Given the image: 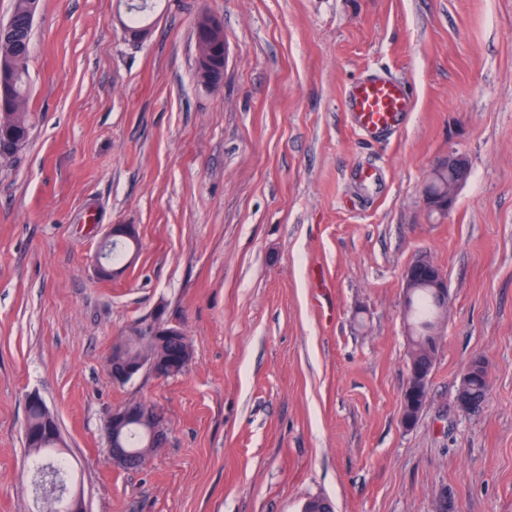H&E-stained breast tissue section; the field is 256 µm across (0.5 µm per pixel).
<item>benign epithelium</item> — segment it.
<instances>
[{
  "label": "benign epithelium",
  "instance_id": "obj_1",
  "mask_svg": "<svg viewBox=\"0 0 512 512\" xmlns=\"http://www.w3.org/2000/svg\"><path fill=\"white\" fill-rule=\"evenodd\" d=\"M195 41L203 38H218L217 44L222 48V57L217 59L213 54L196 52L197 78L199 82L215 86L222 82L224 70L228 62V49L224 37L223 21L209 13L200 14L194 21ZM18 67L15 59L0 61V112H7L9 96L13 87L11 72ZM436 168L448 169V186L437 194H425V205L430 210L446 211L451 209L456 190L466 181L469 170L466 160L451 153L448 158L436 164ZM119 240L131 245L132 251H137L138 233L133 224H112L109 226L104 245ZM403 279L406 291L421 283L431 288L433 297L441 309L448 310V281L441 269L427 256L416 257L404 270ZM125 335L139 340L144 344L165 343L167 341H187V334L182 327L174 323L166 315L165 307L155 308L147 316L132 322L126 329ZM187 362L186 356L180 358H163L158 355L138 352L125 340H119L112 346V354L108 360V369L112 380L120 385L129 383L140 376L149 375L157 379H167L176 374L177 370ZM431 374L412 363L409 366L408 378L402 391L401 423L411 429L417 422V414L423 410L429 401V380ZM488 378L486 365L471 360L465 367L459 386H466L476 378ZM132 423L145 424L146 445L161 448L168 440V424L164 413L155 405L137 400L124 403L112 409L106 422L107 434L112 436L111 458L117 468L128 469L134 464L135 452L123 447V441L118 431ZM42 495H51L60 501L64 512H85L83 496L80 489L74 486L57 488L53 485H41Z\"/></svg>",
  "mask_w": 512,
  "mask_h": 512
}]
</instances>
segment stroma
Masks as SVG:
<instances>
[{
  "mask_svg": "<svg viewBox=\"0 0 512 512\" xmlns=\"http://www.w3.org/2000/svg\"><path fill=\"white\" fill-rule=\"evenodd\" d=\"M224 22L214 89L193 24ZM122 0H40L36 125L0 164V512H45L25 445L29 393L56 416L88 512H512V0H157L142 43ZM404 78L397 134L360 136L347 86ZM469 176L429 212L435 164ZM378 179L364 185L360 169ZM140 248L120 278L93 258L109 225ZM448 280L443 345L416 425L403 271ZM165 304L183 374L107 368ZM489 393L455 406L474 356ZM159 406L168 442L113 466L112 408ZM194 33H195V50L197 60V78L199 82L215 86L222 82L224 77V70L228 62V49L227 43L224 37V23L223 21L209 13L200 14L194 21ZM211 38L213 36L218 37L216 44H219L222 48V57L220 59L214 58L213 54H203L198 49L199 41Z\"/></svg>",
  "mask_w": 512,
  "mask_h": 512,
  "instance_id": "stroma-1",
  "label": "stroma"
}]
</instances>
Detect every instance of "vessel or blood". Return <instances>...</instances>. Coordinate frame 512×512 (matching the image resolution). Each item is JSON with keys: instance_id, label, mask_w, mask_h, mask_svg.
<instances>
[{"instance_id": "b4317fda", "label": "vessel or blood", "mask_w": 512, "mask_h": 512, "mask_svg": "<svg viewBox=\"0 0 512 512\" xmlns=\"http://www.w3.org/2000/svg\"><path fill=\"white\" fill-rule=\"evenodd\" d=\"M345 104L354 126L370 137L396 132L414 107L412 94L402 81L376 71L349 85Z\"/></svg>"}]
</instances>
